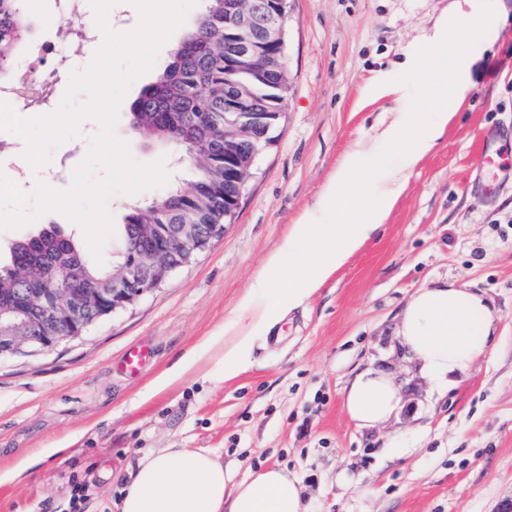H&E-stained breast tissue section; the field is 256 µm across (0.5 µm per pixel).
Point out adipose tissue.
I'll return each instance as SVG.
<instances>
[{"instance_id":"ef3b65f1","label":"adipose tissue","mask_w":512,"mask_h":512,"mask_svg":"<svg viewBox=\"0 0 512 512\" xmlns=\"http://www.w3.org/2000/svg\"><path fill=\"white\" fill-rule=\"evenodd\" d=\"M494 10L440 22L428 43L439 54L410 53L403 64L422 85L426 112H397L381 122L373 143L344 157L322 192L326 223L302 219L273 253L256 285L239 301V315L188 350L155 381L161 391L203 362H217L220 379L245 372L255 336L269 332L383 225L409 172L441 137L466 89L465 72L449 46L478 47L497 31ZM396 160H389L387 151ZM494 318L484 298L452 284L417 290L399 317L398 337L408 355L437 387H452L486 356ZM400 391L390 376L367 369L347 387L343 405L360 427H374L398 409ZM120 512H307L298 478L270 467L236 479L220 456L203 448H151L137 460L120 490Z\"/></svg>"}]
</instances>
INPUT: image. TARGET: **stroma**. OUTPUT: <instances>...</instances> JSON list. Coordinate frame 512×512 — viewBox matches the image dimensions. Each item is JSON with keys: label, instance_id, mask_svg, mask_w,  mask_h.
I'll return each mask as SVG.
<instances>
[{"label": "stroma", "instance_id": "35a3bbf8", "mask_svg": "<svg viewBox=\"0 0 512 512\" xmlns=\"http://www.w3.org/2000/svg\"><path fill=\"white\" fill-rule=\"evenodd\" d=\"M291 85L276 139L256 162L224 234L133 307L79 339L0 360V512H119L110 479L148 448H209L237 478L278 466L296 475L310 512H500L512 502V0L476 54L454 49L467 90L442 137L412 171L382 227L280 329L257 337L249 371L230 381L156 378L233 318L268 256L318 202L342 157L387 112L427 111L423 88L395 65L424 49L468 0H291ZM389 77L400 98L377 97ZM496 154L487 172L482 151ZM451 282L495 314L490 352L439 393L398 345L410 295ZM149 357L138 375L121 364ZM389 374L397 416L364 430L343 407L360 371Z\"/></svg>", "mask_w": 512, "mask_h": 512}]
</instances>
